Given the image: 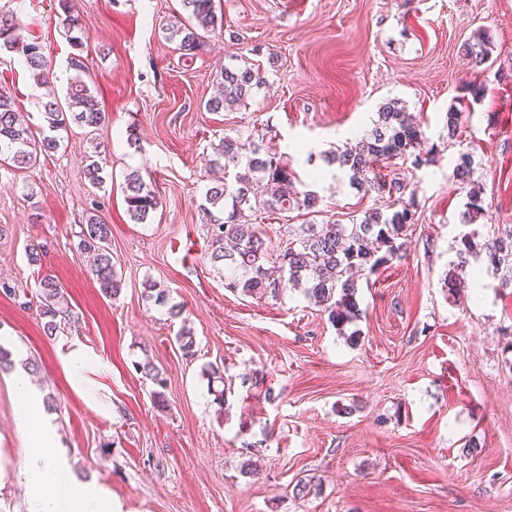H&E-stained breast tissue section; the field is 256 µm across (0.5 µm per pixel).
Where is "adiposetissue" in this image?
<instances>
[{
	"label": "adipose tissue",
	"mask_w": 512,
	"mask_h": 512,
	"mask_svg": "<svg viewBox=\"0 0 512 512\" xmlns=\"http://www.w3.org/2000/svg\"><path fill=\"white\" fill-rule=\"evenodd\" d=\"M12 380L22 395L23 421L30 426L28 439L32 450L25 461L31 489L30 512H102L101 493L91 492L84 484L60 481L62 463L54 454L57 435L41 417V397L32 388L26 371L17 370Z\"/></svg>",
	"instance_id": "adipose-tissue-1"
}]
</instances>
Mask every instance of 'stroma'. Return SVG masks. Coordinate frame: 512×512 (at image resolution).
I'll return each mask as SVG.
<instances>
[{"mask_svg":"<svg viewBox=\"0 0 512 512\" xmlns=\"http://www.w3.org/2000/svg\"><path fill=\"white\" fill-rule=\"evenodd\" d=\"M224 29L194 57L164 28L179 0H79L85 81L106 119L71 127L36 168L0 167V344L31 376L67 458L63 477L107 492L110 512H512V288L493 275L448 290L466 191L452 176L474 157L487 224H512V0H221ZM22 35L40 42L65 96L71 47L59 0H0ZM484 33L492 65L474 71L463 45ZM258 49L266 88L243 104L204 107L224 65ZM486 85L449 139L448 108L471 81ZM0 91L27 123L43 125L44 88L16 55L0 53ZM402 101L436 147L432 164L400 162L418 222L402 260L360 286L355 335L339 334L320 307L291 290L280 299L230 291L208 258L206 160L222 137L255 140L291 165L319 212L293 224L351 223L377 201L327 166L325 152L371 130L382 104ZM137 146H129V134ZM106 184L92 188L88 159ZM150 177L160 206L130 220L127 170ZM112 229L123 287L105 297L77 250L90 213ZM44 244L40 264L25 249ZM66 287L70 319L49 337L22 304L39 277ZM170 303L143 296L145 282ZM193 331L194 356L177 334ZM85 355L88 390L69 357ZM151 360L167 379L166 405L134 368ZM231 386L224 407L204 366ZM22 397L0 372V512H29L30 452ZM307 492H297L300 482ZM203 375L207 377L208 391L214 395L213 402L218 404L219 407H224L226 394L230 389L225 388L224 385V372L218 366L209 364L203 368ZM215 383H220L222 389H215Z\"/></svg>","mask_w":512,"mask_h":512,"instance_id":"1","label":"stroma"}]
</instances>
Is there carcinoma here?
<instances>
[{
    "label": "carcinoma",
    "instance_id": "cac0c4a2",
    "mask_svg": "<svg viewBox=\"0 0 512 512\" xmlns=\"http://www.w3.org/2000/svg\"><path fill=\"white\" fill-rule=\"evenodd\" d=\"M64 19L62 25L71 33L79 24L77 0H59ZM185 16L166 27L167 39L178 41V50L193 56L201 49L206 36L224 28L223 15L216 11V0H180ZM73 52L68 57L69 69L77 75L68 79L63 108L57 99L42 103L47 127L37 131L27 125L12 97L0 92V162L23 170L39 162V156L57 151L62 143L60 132L72 124L98 128L105 114L88 83L78 76L85 67L83 44L78 36H69ZM16 54L31 71L36 83L54 77L41 46L17 33L15 20L0 9V48ZM489 40L483 35L466 45L468 63L480 69L490 58ZM223 90L205 103L210 112L224 110V104L243 103L253 91L261 89L266 79L258 64L247 60L222 71ZM486 87L474 84L471 98L461 97L448 108V140L460 132L461 118L471 102L483 98ZM435 146L428 143L420 125L411 122L404 106L390 101L380 107L378 120L364 135L346 143L344 149L323 156L324 162L345 172L349 184L357 192H375L386 199L385 206L370 207L362 217L350 224H284L281 246L274 250L263 223L257 218L265 214L286 216L292 211L318 212L321 197L314 191H299L296 173L284 157L270 147L254 141L243 142L223 137L213 147L209 166L235 171L234 181L220 182L205 192L210 221V261L224 266L225 286L233 292L258 299H278L288 290H297L328 313L339 333L360 317L357 300L359 280L376 274L401 257L403 243L411 227L417 224L412 202L404 201L408 183L399 176L384 173L395 160L412 159L421 168L435 158ZM474 159L461 152L453 169V178L466 188L467 202L462 218L465 225L485 215L483 186L473 179ZM124 201L127 213L137 224H144L159 208L160 200L153 186L144 180L140 170L132 169L124 176ZM111 229L104 218L91 214L79 235L78 250L93 255L91 275L101 292L117 296L122 289L112 263ZM456 268L470 262L484 263L493 274L505 269L499 287L512 288V224H491L487 232L471 229L460 236L456 251ZM145 300L156 305L169 301V292L151 282L144 287ZM36 299L39 316L45 319V335L53 336L61 322L70 317L64 286L53 275L45 274L38 281ZM135 369L151 380L158 390L154 401L164 403L166 379L150 360L135 363ZM213 402L224 407L227 388L224 372L209 364L203 368Z\"/></svg>",
    "mask_w": 512,
    "mask_h": 512
}]
</instances>
